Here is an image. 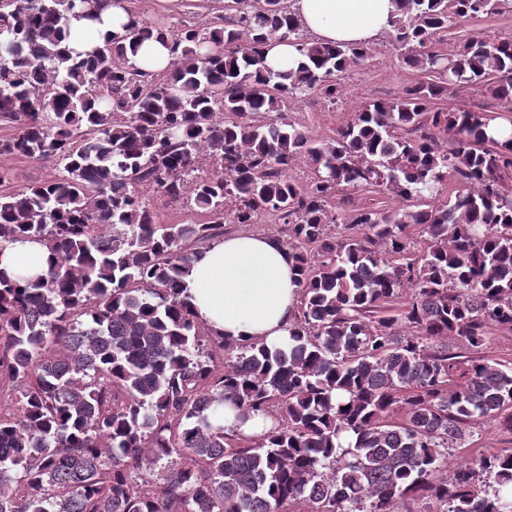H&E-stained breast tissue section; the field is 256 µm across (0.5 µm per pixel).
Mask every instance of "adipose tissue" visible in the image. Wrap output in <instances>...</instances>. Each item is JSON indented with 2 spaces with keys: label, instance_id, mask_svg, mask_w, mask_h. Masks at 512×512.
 I'll return each mask as SVG.
<instances>
[{
  "label": "adipose tissue",
  "instance_id": "ef3b65f1",
  "mask_svg": "<svg viewBox=\"0 0 512 512\" xmlns=\"http://www.w3.org/2000/svg\"><path fill=\"white\" fill-rule=\"evenodd\" d=\"M129 0L105 8L99 19L72 22L71 48L90 50L128 21ZM306 31L319 42H368L388 27L393 0H295ZM49 252L37 242L0 250V268L18 280L45 273ZM198 320L225 341L258 340L280 346L288 340L300 300L297 274L284 247L272 237L238 232L202 248L185 279Z\"/></svg>",
  "mask_w": 512,
  "mask_h": 512
}]
</instances>
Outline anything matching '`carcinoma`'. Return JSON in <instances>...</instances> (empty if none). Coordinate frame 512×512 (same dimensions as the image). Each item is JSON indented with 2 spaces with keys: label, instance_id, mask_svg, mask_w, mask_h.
<instances>
[{
  "label": "carcinoma",
  "instance_id": "obj_1",
  "mask_svg": "<svg viewBox=\"0 0 512 512\" xmlns=\"http://www.w3.org/2000/svg\"><path fill=\"white\" fill-rule=\"evenodd\" d=\"M395 2L385 34L423 78L318 141L287 121L286 104L335 100L334 76L373 49L309 38L289 0H225L203 29L136 12L123 35L84 52L65 44L71 20L98 18L110 0H0V118L20 124L0 154L63 170L0 196V248L36 241L51 253L22 286L0 270V379L17 399L0 413V512H281L301 501L412 512L423 493L436 512H512L511 450L437 476L470 425L490 418L512 433V364L435 347L452 336L475 350L491 329L512 331V198L499 190L512 145L485 113L439 106L476 85L512 101V39L432 50L456 20L512 12V0ZM274 39L296 47L298 68L266 66ZM152 41L170 42L163 76L128 59ZM202 157L215 169L194 180ZM302 157L313 178L300 189L288 170ZM450 176L467 191L428 201ZM145 183L211 221L155 223ZM348 189L407 207L353 210L362 235L338 237L326 204ZM262 210L287 226L301 288L276 348L224 341L183 296L195 257L185 243ZM406 286L403 311L382 316ZM254 415L271 424L249 442L238 424ZM144 470L162 483L139 488Z\"/></svg>",
  "mask_w": 512,
  "mask_h": 512
}]
</instances>
